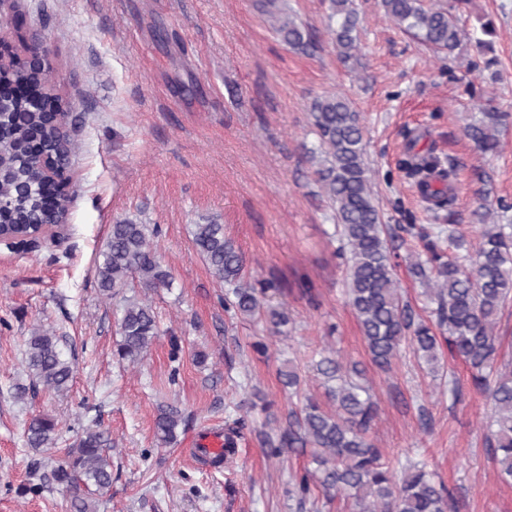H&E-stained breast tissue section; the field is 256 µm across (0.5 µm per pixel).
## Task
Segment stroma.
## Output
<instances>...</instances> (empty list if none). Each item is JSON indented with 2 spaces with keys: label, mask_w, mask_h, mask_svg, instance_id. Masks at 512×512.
Returning <instances> with one entry per match:
<instances>
[{
  "label": "stroma",
  "mask_w": 512,
  "mask_h": 512,
  "mask_svg": "<svg viewBox=\"0 0 512 512\" xmlns=\"http://www.w3.org/2000/svg\"><path fill=\"white\" fill-rule=\"evenodd\" d=\"M257 2L0 0V35L17 50L41 34L77 143L65 236L31 249L0 243V512H67L69 494L53 469L95 421L112 434V485L98 512H299L290 481L308 458L269 456L262 435L286 424L291 402L279 373L288 365L326 403L306 365L328 348L362 370L378 408L373 439L393 466L427 461L450 493V512H512V485L498 480L485 440L487 400L468 368L452 363L453 396L412 354L386 373L371 362L346 303V267L328 239L334 211L305 158L318 145L312 100L345 95L361 115L384 223L396 234L410 220L453 224L478 245V206L512 199V126L494 154L480 152L464 128L479 119L481 98L512 113V0H469L458 15L467 39L451 61L399 29L381 0H355L360 44L348 64L328 30L329 0H288L318 36L311 56L281 43ZM487 20L497 30L491 72L470 67ZM410 151L454 165L451 206L421 196L400 167ZM207 216L242 253L246 279L273 283L267 302L288 312L285 334L225 311L224 286L192 242ZM124 217L159 225L154 244L172 277L171 287L136 291L160 334L135 365L114 355L122 304L104 298L95 280L109 227ZM422 250L413 237L400 246L396 277L415 316L430 322L409 271ZM35 328L66 336L74 379L66 394L19 400L15 386L29 381L24 341ZM169 404L185 422L175 443L162 445L154 420ZM39 414L58 424L48 451L25 444ZM211 424L241 431L235 454L217 468L189 448L192 432ZM33 484L37 493L20 494Z\"/></svg>",
  "instance_id": "stroma-1"
}]
</instances>
